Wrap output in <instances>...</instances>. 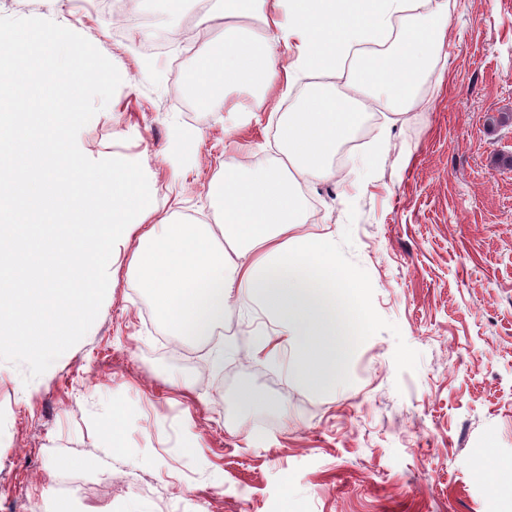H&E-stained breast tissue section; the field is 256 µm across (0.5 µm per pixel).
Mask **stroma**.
<instances>
[{
    "mask_svg": "<svg viewBox=\"0 0 512 512\" xmlns=\"http://www.w3.org/2000/svg\"><path fill=\"white\" fill-rule=\"evenodd\" d=\"M115 26L104 0H0V16L53 20L88 39L122 83L79 132L91 160L139 162L153 219L216 225L224 165L279 156L275 128L322 76L298 75L247 112L190 111L183 71L206 52L145 54L148 28L192 25L140 0ZM512 0H448L446 39L414 107L370 111L337 174L301 182L298 233L331 234L365 286L335 290L344 349L333 387L292 358L256 356L242 303L212 339L175 336L126 270L136 239L94 274L101 297L72 349L40 365L0 357V512H43L56 486L76 512H512ZM388 150L372 172L362 158ZM258 402L239 403L242 392ZM117 425L123 451L108 455ZM98 460L95 469L85 460Z\"/></svg>",
    "mask_w": 512,
    "mask_h": 512,
    "instance_id": "1",
    "label": "stroma"
}]
</instances>
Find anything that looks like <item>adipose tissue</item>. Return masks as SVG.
I'll list each match as a JSON object with an SVG mask.
<instances>
[{"label": "adipose tissue", "instance_id": "obj_1", "mask_svg": "<svg viewBox=\"0 0 512 512\" xmlns=\"http://www.w3.org/2000/svg\"><path fill=\"white\" fill-rule=\"evenodd\" d=\"M412 6L413 0H223L221 9L199 14L193 29L194 37L210 40L194 69L196 96L222 102L232 88L261 96L288 89L300 73L342 77L360 46L387 39L395 19ZM447 18L448 0H439L434 27L407 30L391 50L364 53L365 66L347 92L321 88L291 109L281 131L285 163L246 170L225 165L222 219L215 229L169 219L148 223L151 205L134 173L122 167L75 174L58 154L38 163L35 174L17 177L12 161L27 153L28 142L0 133V183H24L23 192L5 197L15 220L11 232L35 233L28 220L36 213L71 218L56 236L51 264L22 253V282L0 288V351L37 355L51 345L68 346L74 327L93 319L100 296L79 270L73 243L89 241L88 264L107 266L114 242L134 233L128 273L151 290L158 313L177 336H211L223 326L230 299L253 303L279 327L276 334H258V351L291 346L298 382L334 383L342 351L333 290L340 278L353 296H362L363 289L351 271H337L330 236L296 234L308 216L286 168L294 166L296 176L305 178L331 175L337 145L361 122L360 99L380 110L409 108L417 84L430 74ZM293 39L302 47L285 69L277 43ZM92 194L110 211L111 223L92 222L85 208ZM217 235L228 251L214 249Z\"/></svg>", "mask_w": 512, "mask_h": 512}]
</instances>
